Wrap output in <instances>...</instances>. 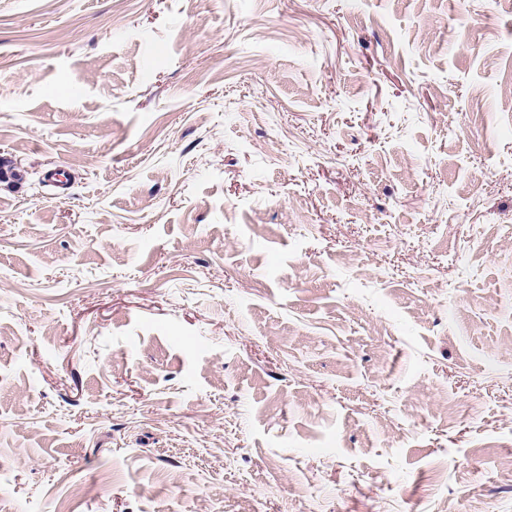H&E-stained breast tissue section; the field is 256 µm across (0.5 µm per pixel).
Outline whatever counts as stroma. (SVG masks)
<instances>
[{"instance_id": "stroma-1", "label": "stroma", "mask_w": 512, "mask_h": 512, "mask_svg": "<svg viewBox=\"0 0 512 512\" xmlns=\"http://www.w3.org/2000/svg\"><path fill=\"white\" fill-rule=\"evenodd\" d=\"M2 157L0 512H512V0H0Z\"/></svg>"}]
</instances>
